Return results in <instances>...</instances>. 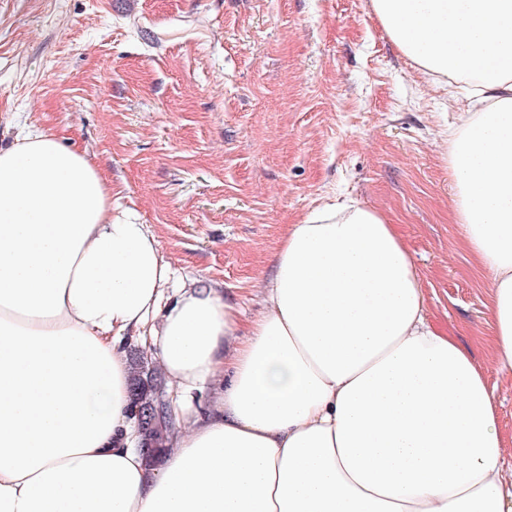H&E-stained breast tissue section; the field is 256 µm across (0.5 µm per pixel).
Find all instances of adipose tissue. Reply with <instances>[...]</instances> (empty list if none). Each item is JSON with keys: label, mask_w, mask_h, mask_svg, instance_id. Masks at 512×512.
<instances>
[{"label": "adipose tissue", "mask_w": 512, "mask_h": 512, "mask_svg": "<svg viewBox=\"0 0 512 512\" xmlns=\"http://www.w3.org/2000/svg\"><path fill=\"white\" fill-rule=\"evenodd\" d=\"M371 7L426 81L471 92L448 135L454 210L512 375V0ZM171 284L83 152L39 130L0 148V512H512L494 392L429 322L382 215L349 200L289 225L247 323L216 288ZM133 337L175 392L154 464L135 446Z\"/></svg>", "instance_id": "ef3b65f1"}]
</instances>
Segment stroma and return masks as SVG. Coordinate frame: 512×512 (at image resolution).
<instances>
[{
	"label": "stroma",
	"instance_id": "stroma-1",
	"mask_svg": "<svg viewBox=\"0 0 512 512\" xmlns=\"http://www.w3.org/2000/svg\"><path fill=\"white\" fill-rule=\"evenodd\" d=\"M427 84L370 0H0V146L80 149L159 237L177 285L261 310L289 225L353 199L395 224L433 325L489 357L485 274L453 211L442 131L469 108Z\"/></svg>",
	"mask_w": 512,
	"mask_h": 512
}]
</instances>
